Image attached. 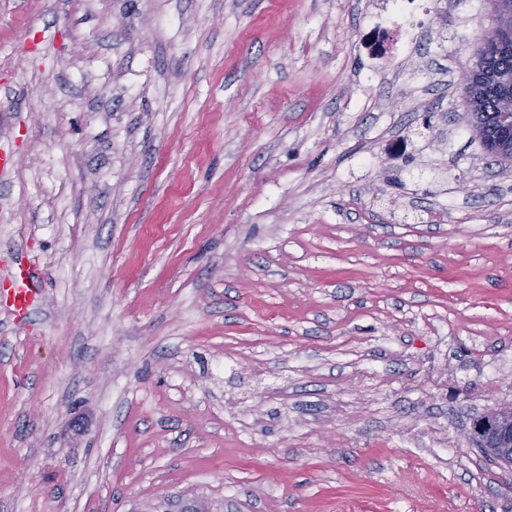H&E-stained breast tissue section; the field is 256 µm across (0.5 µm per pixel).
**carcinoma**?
Segmentation results:
<instances>
[{
	"label": "carcinoma",
	"mask_w": 512,
	"mask_h": 512,
	"mask_svg": "<svg viewBox=\"0 0 512 512\" xmlns=\"http://www.w3.org/2000/svg\"><path fill=\"white\" fill-rule=\"evenodd\" d=\"M473 71L474 98L467 105L475 125L484 135L485 149L490 152L500 134L499 115L505 98L502 78L512 74V45L477 56Z\"/></svg>",
	"instance_id": "carcinoma-1"
}]
</instances>
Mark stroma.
<instances>
[{"label":"stroma","instance_id":"stroma-1","mask_svg":"<svg viewBox=\"0 0 512 512\" xmlns=\"http://www.w3.org/2000/svg\"><path fill=\"white\" fill-rule=\"evenodd\" d=\"M0 0V512H512L489 0ZM431 129H423L424 115ZM495 18L498 20L484 33L480 47L485 52H492L512 40L511 2L493 0ZM474 71V98L467 101L476 126L485 138V149L492 153V146L500 134L499 115L505 98L502 78L512 74V45L505 50L480 55L472 69ZM503 160L511 161L501 155L492 153ZM10 278L11 288L7 297L10 307L18 314L27 313L40 295V274L20 255L13 262ZM478 447L512 471V404L490 409L473 422Z\"/></svg>","mask_w":512,"mask_h":512}]
</instances>
